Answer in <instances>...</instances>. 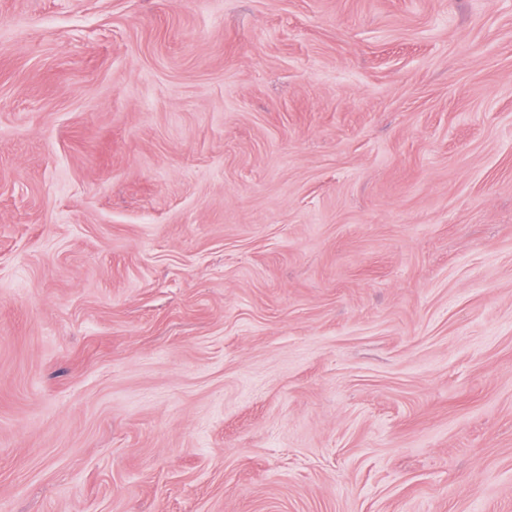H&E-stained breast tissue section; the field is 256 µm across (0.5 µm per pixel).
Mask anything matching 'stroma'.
Wrapping results in <instances>:
<instances>
[{"instance_id":"stroma-1","label":"stroma","mask_w":512,"mask_h":512,"mask_svg":"<svg viewBox=\"0 0 512 512\" xmlns=\"http://www.w3.org/2000/svg\"><path fill=\"white\" fill-rule=\"evenodd\" d=\"M0 512H512V0H0Z\"/></svg>"}]
</instances>
